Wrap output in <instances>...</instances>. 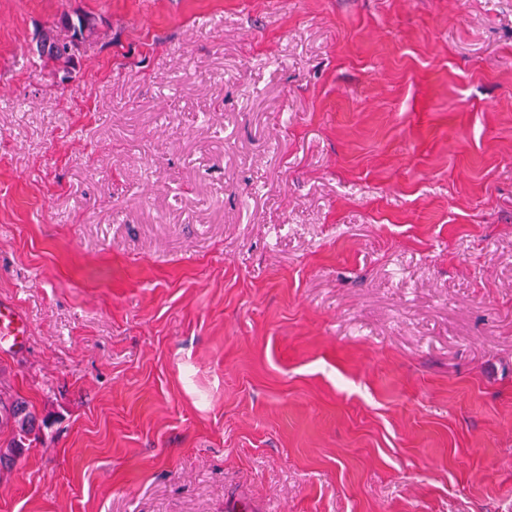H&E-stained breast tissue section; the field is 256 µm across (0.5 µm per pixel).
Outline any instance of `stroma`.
<instances>
[{
  "label": "stroma",
  "instance_id": "1",
  "mask_svg": "<svg viewBox=\"0 0 512 512\" xmlns=\"http://www.w3.org/2000/svg\"><path fill=\"white\" fill-rule=\"evenodd\" d=\"M0 301V512H512V0H0ZM94 30L95 19L93 17L77 15L76 21H74L72 16L63 13L58 21L43 30L39 37V40L49 41L51 49L48 52L37 50V54L42 61L52 63L56 70L67 71L76 58V53H79L78 49L74 50L76 42L82 44L86 37L94 33ZM29 325L20 311L10 303H0V347H22ZM35 421V416L28 409L25 401L18 398L4 399V392L0 390V425L12 427L13 437L8 441L5 448H0V463L9 460L24 450L23 439L27 435Z\"/></svg>",
  "mask_w": 512,
  "mask_h": 512
}]
</instances>
